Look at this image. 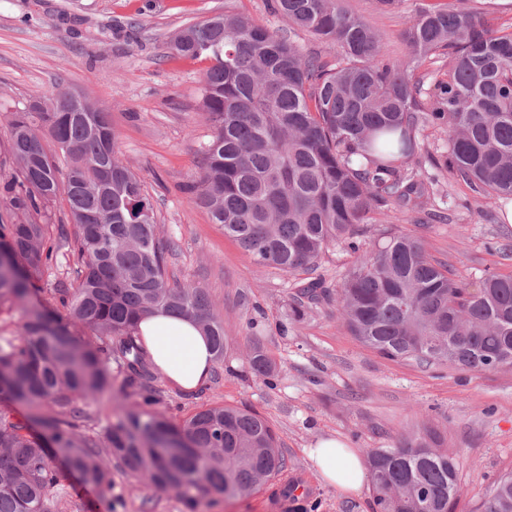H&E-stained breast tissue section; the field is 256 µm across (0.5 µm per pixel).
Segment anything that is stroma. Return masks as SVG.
I'll return each instance as SVG.
<instances>
[{
    "mask_svg": "<svg viewBox=\"0 0 512 512\" xmlns=\"http://www.w3.org/2000/svg\"><path fill=\"white\" fill-rule=\"evenodd\" d=\"M433 2L401 0L390 10L377 0L344 5L369 22L387 57L402 60L403 30ZM274 6L275 0H0V144L11 114L49 99L60 83L106 109L120 158L141 178L161 235L176 243L170 272L208 290L228 338L208 386L192 395L163 386L162 407L179 418L223 403L267 418L289 474H301L309 488L290 512H371L370 487L345 495L318 480L308 451L320 441L333 438L363 454L425 428L459 460L455 512H480L490 487L512 472V367L470 372L385 359L350 335L332 302L290 320L293 277L254 264L182 190L211 140L201 110L210 62L171 54L170 41L188 24L227 9L287 33ZM428 175L435 183L427 205L447 212L449 223L419 227L399 212L393 229L421 236L428 253L470 285L512 274V223L502 218L512 205L474 197L447 173ZM252 319L277 364L276 385L248 369ZM112 475L123 493L116 512H182L174 492L132 490L117 466Z\"/></svg>",
    "mask_w": 512,
    "mask_h": 512,
    "instance_id": "stroma-1",
    "label": "stroma"
}]
</instances>
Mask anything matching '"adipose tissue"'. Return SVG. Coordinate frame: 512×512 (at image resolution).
Wrapping results in <instances>:
<instances>
[{
  "label": "adipose tissue",
  "instance_id": "adipose-tissue-1",
  "mask_svg": "<svg viewBox=\"0 0 512 512\" xmlns=\"http://www.w3.org/2000/svg\"><path fill=\"white\" fill-rule=\"evenodd\" d=\"M135 337L147 360L173 387L193 393L210 380L214 356L207 336L190 319L157 312L141 319ZM320 479L343 493L358 492L367 480L354 449L330 439L309 449Z\"/></svg>",
  "mask_w": 512,
  "mask_h": 512
}]
</instances>
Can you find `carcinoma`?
Returning <instances> with one entry per match:
<instances>
[{
  "label": "carcinoma",
  "instance_id": "1",
  "mask_svg": "<svg viewBox=\"0 0 512 512\" xmlns=\"http://www.w3.org/2000/svg\"><path fill=\"white\" fill-rule=\"evenodd\" d=\"M276 10L293 28L336 44V58L306 53L229 12L173 39L176 55L213 61L202 104L213 135L185 192L258 266L298 278L294 318L327 297L314 273L342 244L356 260L336 285V309L357 341L392 361L512 366V275L472 288L412 234L386 230L369 251L357 240L361 225L388 224L396 212L419 225L437 218L426 207L425 162L479 196L512 198V32L492 29L463 0H446L410 18V57L391 61L342 0H276ZM441 56L447 78L427 100L417 71ZM429 129L446 137V155L429 151ZM46 136L61 155L46 149ZM116 139L108 112L63 84L9 121L0 307L21 311L22 335L0 336V401L27 415L16 421L0 410V512H59L63 474L52 452L105 493L106 512H114V483L103 452L139 486L174 492L185 512L215 496L248 498L287 469L277 433L254 410L206 404L177 419L160 408L157 376L133 339L138 321L155 311L191 318L218 360L227 337L204 289L170 278L174 245L160 237L154 206ZM62 195L70 229L52 223ZM68 253L75 268L60 277ZM41 281L53 303L26 305ZM249 328L248 366L269 384L275 364L257 323ZM107 393L131 407L92 432L84 404ZM367 464L372 512H454L458 463L432 431L369 449ZM482 512H512V473Z\"/></svg>",
  "mask_w": 512,
  "mask_h": 512
}]
</instances>
